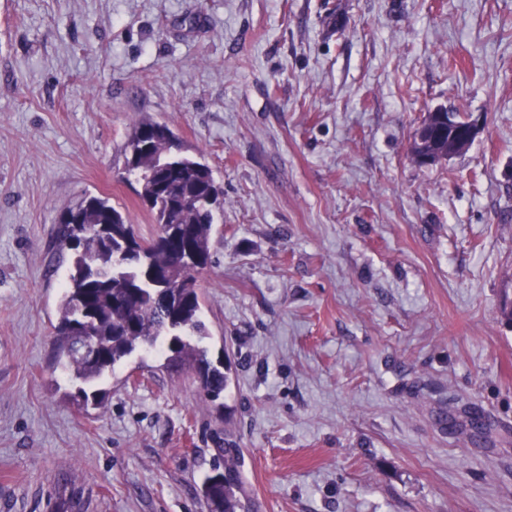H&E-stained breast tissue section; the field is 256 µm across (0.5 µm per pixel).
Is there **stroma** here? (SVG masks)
Here are the masks:
<instances>
[{
    "label": "stroma",
    "mask_w": 512,
    "mask_h": 512,
    "mask_svg": "<svg viewBox=\"0 0 512 512\" xmlns=\"http://www.w3.org/2000/svg\"><path fill=\"white\" fill-rule=\"evenodd\" d=\"M437 107L479 130L422 167ZM139 119L224 191L219 403L140 351L99 403L52 369L63 209L156 231ZM507 295L512 0H0V512H210L228 439L251 512H512Z\"/></svg>",
    "instance_id": "stroma-1"
}]
</instances>
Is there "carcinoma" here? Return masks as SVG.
I'll list each match as a JSON object with an SVG mask.
<instances>
[{
  "mask_svg": "<svg viewBox=\"0 0 512 512\" xmlns=\"http://www.w3.org/2000/svg\"><path fill=\"white\" fill-rule=\"evenodd\" d=\"M127 164L156 236L138 235L109 198L86 196L63 210L61 243L70 251L58 308L54 364L87 395L136 351L168 353L166 363L195 369L205 399L216 402L230 382L229 360L214 362L201 345L202 294L198 275L211 263L213 207L223 197L211 169L181 152L165 125L138 120L126 143ZM90 329L98 359L74 353L78 329ZM240 449H224V469L204 482L210 512H243Z\"/></svg>",
  "mask_w": 512,
  "mask_h": 512,
  "instance_id": "1",
  "label": "carcinoma"
}]
</instances>
